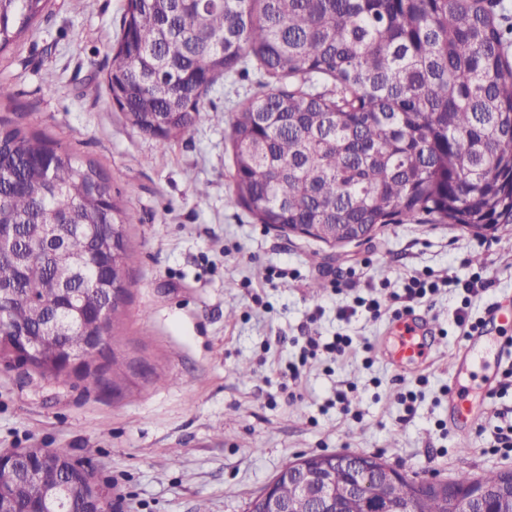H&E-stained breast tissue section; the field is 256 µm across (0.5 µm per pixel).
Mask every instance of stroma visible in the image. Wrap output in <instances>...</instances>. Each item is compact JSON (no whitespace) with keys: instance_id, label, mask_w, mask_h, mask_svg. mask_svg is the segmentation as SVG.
I'll list each match as a JSON object with an SVG mask.
<instances>
[{"instance_id":"1","label":"stroma","mask_w":512,"mask_h":512,"mask_svg":"<svg viewBox=\"0 0 512 512\" xmlns=\"http://www.w3.org/2000/svg\"><path fill=\"white\" fill-rule=\"evenodd\" d=\"M124 5L53 0L0 54V82L14 92L0 100V117L96 162L120 194L134 283L114 322L117 391L0 363V448L69 449L111 485L114 512H246L287 464L340 451L381 455L425 482L512 471V457L489 446L500 413L512 412V391L490 398L464 439L448 429L444 392L450 356L464 344L455 308L469 300L479 319L512 297V224L477 237L415 220L336 247L268 229L234 203L227 139L231 102L254 84L240 79L211 93L216 120L159 154L105 85ZM477 271L492 288L468 297L442 286L414 303L420 323L441 338L420 364L386 362L393 310L339 316L414 274ZM339 334L353 340L344 355L302 360L308 337L330 343ZM244 363L253 370L247 379L237 373ZM410 390L419 395L411 417L400 401Z\"/></svg>"}]
</instances>
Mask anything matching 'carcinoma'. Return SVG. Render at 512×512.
I'll list each match as a JSON object with an SVG mask.
<instances>
[{
    "label": "carcinoma",
    "instance_id": "cac0c4a2",
    "mask_svg": "<svg viewBox=\"0 0 512 512\" xmlns=\"http://www.w3.org/2000/svg\"><path fill=\"white\" fill-rule=\"evenodd\" d=\"M51 0H0V53ZM254 72L259 91L232 107L228 136L235 201L261 224L341 244L425 216L464 230L512 224V5L508 0H126L106 85L130 125L171 140L211 119L208 96L224 79ZM94 162L0 118V225L15 228L13 253L0 257V333L42 337L27 367L58 382L117 385L88 348L93 312L111 302L101 332L133 287L127 275L128 216ZM51 233L67 258L85 266L69 284L85 325L64 336L45 327L66 313ZM117 256H112V248ZM80 352L72 373L57 362ZM46 480H68L70 453L53 448ZM479 483L486 497L443 499L406 474L393 489L413 512H512V471ZM380 486L347 512H377ZM90 493L73 483L70 512ZM38 488L16 489L12 512H29Z\"/></svg>",
    "mask_w": 512,
    "mask_h": 512
}]
</instances>
